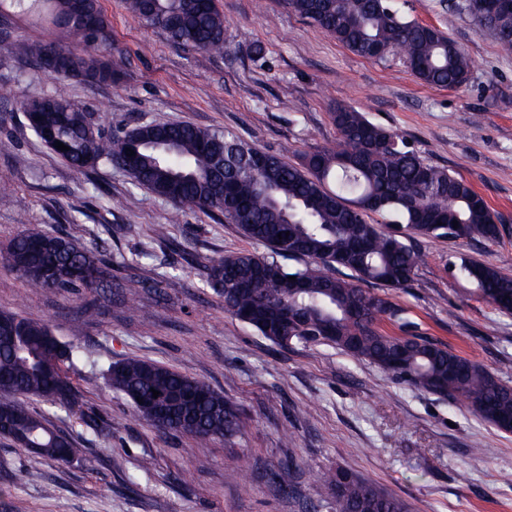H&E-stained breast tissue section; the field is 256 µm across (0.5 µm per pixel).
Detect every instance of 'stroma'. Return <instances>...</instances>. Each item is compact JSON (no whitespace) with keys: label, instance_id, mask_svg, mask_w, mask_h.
<instances>
[{"label":"stroma","instance_id":"35a3bbf8","mask_svg":"<svg viewBox=\"0 0 512 512\" xmlns=\"http://www.w3.org/2000/svg\"><path fill=\"white\" fill-rule=\"evenodd\" d=\"M461 0H397L408 19L449 29L473 62L459 88L421 83L402 60L362 58L289 10L285 0H218L224 51L184 50L142 27L126 0H99L112 27L119 83L60 81L19 59V41L72 39L46 14L0 10V252L27 229L63 231L104 250L112 273L138 274L131 296L45 292L0 262V309L47 323L83 353L70 375L77 413L30 400L80 450L70 463L0 437V512H332L324 471L352 470L401 497L410 512H512V432L324 345L273 344L224 311L206 283L210 260L264 253L218 214L171 207L109 164L79 172L28 128L20 104L65 89L107 132L187 122L228 130L297 164L332 145L330 114L349 105L396 131L431 164L461 176L507 228L497 243L414 238L422 255L408 288L392 291L391 335L447 344L512 382V314L486 304L459 269L490 262L512 276V55ZM263 55H255L254 45ZM24 164H17V157ZM169 224L167 241L154 225ZM167 276L164 291L152 289ZM98 310L83 318V307ZM129 357L157 361L224 392L241 410L232 440L166 436L106 387L103 370ZM251 468L231 473L239 454Z\"/></svg>","mask_w":512,"mask_h":512}]
</instances>
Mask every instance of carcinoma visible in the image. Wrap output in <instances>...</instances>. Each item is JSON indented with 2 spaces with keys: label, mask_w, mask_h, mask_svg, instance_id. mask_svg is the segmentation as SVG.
I'll list each match as a JSON object with an SVG mask.
<instances>
[{
  "label": "carcinoma",
  "mask_w": 512,
  "mask_h": 512,
  "mask_svg": "<svg viewBox=\"0 0 512 512\" xmlns=\"http://www.w3.org/2000/svg\"><path fill=\"white\" fill-rule=\"evenodd\" d=\"M57 23L79 10L99 19L90 31L67 24L76 45L18 42L14 52L43 64L54 53L73 67L60 79L90 84L117 81L111 26L98 0H46ZM495 0H466L474 23L512 53V12L494 13ZM288 6L357 55L374 50L403 58L413 75L433 87L468 82L469 55L449 32L406 19L392 0H288ZM147 28L158 29L185 49L224 51V14L217 0H128ZM28 127L70 167L92 170L102 162L124 169L133 181L173 207L218 211L224 221L263 244L267 253L224 255L206 266L208 285L224 299V312L280 347L334 345L404 382L461 402L476 418L512 430V385L482 363L426 336H392L379 328L397 309L388 294L362 285L406 288L421 260L411 237L499 242L505 225L462 177L425 162L395 131L371 122L353 107L332 113L336 143L305 154L292 165L228 131L190 123H147L108 137L88 136L89 115L62 92L21 103ZM60 141L68 146L55 148ZM134 155H126V149ZM264 160L248 171L240 154ZM380 222L372 224L368 215ZM458 228H453V221ZM300 259L286 265L284 259ZM9 266L28 285L44 291H94L112 286V263L64 234L25 230L9 243ZM347 269V278L337 275ZM481 298L512 314V277L492 263L461 262ZM291 316H284V312ZM79 351L61 342L44 322L0 310V436L20 448L68 463L78 449L32 411L27 399L72 412L77 406L62 365ZM106 385L123 395L135 413L158 431L199 440H231L240 431L236 405L209 384L163 363L125 359L109 365ZM160 392L153 397L152 390ZM333 512H409L406 502L358 474L338 468L323 473Z\"/></svg>",
  "instance_id": "carcinoma-1"
}]
</instances>
